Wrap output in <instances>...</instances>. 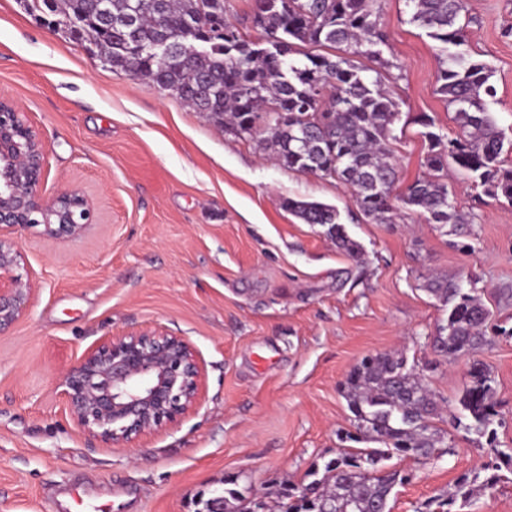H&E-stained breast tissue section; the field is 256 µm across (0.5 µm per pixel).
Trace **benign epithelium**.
<instances>
[{"label": "benign epithelium", "mask_w": 512, "mask_h": 512, "mask_svg": "<svg viewBox=\"0 0 512 512\" xmlns=\"http://www.w3.org/2000/svg\"><path fill=\"white\" fill-rule=\"evenodd\" d=\"M42 146L23 114L0 99V331L25 311L32 284L18 273L21 253L2 231L43 225L51 236L78 237L90 224L89 201L73 190L39 201ZM203 370L189 342L160 327L102 339L66 373L59 394L77 427L108 446L162 430L201 402Z\"/></svg>", "instance_id": "obj_1"}]
</instances>
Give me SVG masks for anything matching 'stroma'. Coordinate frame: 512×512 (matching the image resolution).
Segmentation results:
<instances>
[{"label":"stroma","mask_w":512,"mask_h":512,"mask_svg":"<svg viewBox=\"0 0 512 512\" xmlns=\"http://www.w3.org/2000/svg\"><path fill=\"white\" fill-rule=\"evenodd\" d=\"M384 82L400 106L391 148L397 190L425 172L422 112L455 136L436 92L439 51L406 0H380ZM468 43L492 69L491 111L512 143V0H468ZM0 98L43 146L42 200L78 190L92 221L76 238L42 227L14 239L34 288L0 333V512H198L229 483L269 493L308 484L354 417L339 388L363 358L399 351L443 407L438 460L392 458L411 472L391 512H424L486 461L485 439L459 425L473 363L494 379L500 447L512 448V205L449 172L466 224L402 210L364 217L350 187L278 166L256 142L124 72L49 28L20 0H0ZM338 209L361 249L352 259L327 226L303 223L285 198ZM463 277L496 325L475 352L448 362L429 347L447 312L425 289ZM160 327L184 337L203 368L195 411L121 447L90 440L58 394L63 375L105 337Z\"/></svg>","instance_id":"1"}]
</instances>
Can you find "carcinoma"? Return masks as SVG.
Here are the masks:
<instances>
[{"mask_svg":"<svg viewBox=\"0 0 512 512\" xmlns=\"http://www.w3.org/2000/svg\"><path fill=\"white\" fill-rule=\"evenodd\" d=\"M411 22L440 44L436 93L452 110L457 133L436 130L427 113L414 118L427 145V173L395 193L396 165L389 144L396 139L399 103L382 87L383 71L394 63L376 0H257L251 23L257 35L226 21L222 36L203 31L199 0H30V10L53 17L73 41L88 31L103 64L129 72L162 91H171L196 112H205L226 131L258 139L288 170L339 181L352 189L355 205L380 224H391L399 208L417 210L432 224H463L448 188V169L512 204V165L491 115L495 89L489 66L472 58L461 19L466 0H409ZM207 38L210 51L188 66L179 51ZM165 43L170 59L159 62L141 52ZM306 46H328L334 54H312ZM363 57L371 65L356 58ZM284 207L307 224H328L336 246L357 260L358 243L342 230L338 210L326 204L286 199ZM426 291L447 309L432 336L434 352L452 361L487 343L484 328L492 314L463 288V279L435 277ZM471 382L458 404L466 429L486 438L491 459L460 475L452 491L426 504V512H457L486 489L509 480L512 448L500 449L490 429L497 415L494 378L474 365ZM367 442L381 444L358 454L340 451L306 485L288 484L276 492L278 512H390L393 489L409 476L389 469L392 454L428 461L438 457L443 434L433 426L438 403L425 378L407 366L403 354L383 352L360 361L340 385ZM267 496L251 498L224 490V512H272Z\"/></svg>","mask_w":512,"mask_h":512,"instance_id":"1","label":"carcinoma"}]
</instances>
